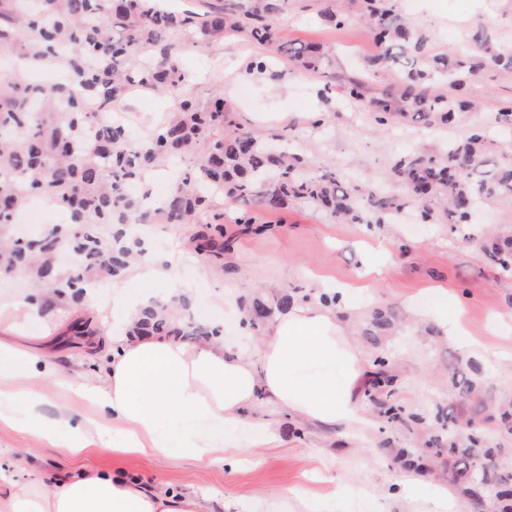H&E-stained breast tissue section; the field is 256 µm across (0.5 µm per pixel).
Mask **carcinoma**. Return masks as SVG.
Returning <instances> with one entry per match:
<instances>
[{"label":"carcinoma","mask_w":512,"mask_h":512,"mask_svg":"<svg viewBox=\"0 0 512 512\" xmlns=\"http://www.w3.org/2000/svg\"><path fill=\"white\" fill-rule=\"evenodd\" d=\"M0 0V50L33 57L64 68L66 81L35 85L22 72L0 75V224H13L30 192L39 190L70 209L78 228H62L38 240L0 243V273L28 267L51 288H83L78 276H56L53 257L64 241L81 252L82 266L101 278L124 274L130 250L123 231L104 240L85 224H138L146 216L142 199L129 186L142 173L171 157L192 154L201 143L208 149L199 173L182 179L162 215L168 224H190L209 212L206 183L241 205L242 224L257 223L255 211H278L290 200L326 210L350 224H387L409 205L419 208L423 223L467 224L487 199L512 203V160L500 162L475 129L448 143L435 155L413 152L396 159L394 176L409 189L406 196L375 189L347 188L335 173L318 174L303 155L242 130L230 117L224 97L200 103L185 92L186 76L178 64L177 35L228 37L245 35L288 58L301 72L327 66L332 54L316 44L299 47L278 42L274 22L288 0H216L210 10L174 12L162 0ZM368 35L378 52L368 71L393 73L376 94L366 81L351 78L341 85L349 99L372 112L384 125L390 119L418 118L430 128L452 127L460 114L475 107L465 94L469 81L489 68L512 73V49L500 46L492 27L479 24L465 49L430 53V35L409 23L394 0H361ZM137 86L176 94L169 120L149 142L136 145L120 124L103 122L88 112L95 101L102 109ZM452 90L448 94L442 88ZM221 217L200 248L224 253ZM489 260L512 267V238L487 251ZM294 298L283 294L271 302L253 301L246 309L256 326L273 310L288 311ZM137 332L173 334L188 340L217 336L220 330L174 318L162 311L142 312ZM395 376L377 361L368 395H387ZM454 460L453 481L471 496L490 495L501 512H512V471L501 466L503 448L446 449Z\"/></svg>","instance_id":"obj_1"}]
</instances>
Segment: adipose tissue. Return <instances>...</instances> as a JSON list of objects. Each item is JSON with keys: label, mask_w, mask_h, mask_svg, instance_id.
<instances>
[{"label": "adipose tissue", "mask_w": 512, "mask_h": 512, "mask_svg": "<svg viewBox=\"0 0 512 512\" xmlns=\"http://www.w3.org/2000/svg\"><path fill=\"white\" fill-rule=\"evenodd\" d=\"M176 293L116 297L121 332L93 337L105 345L106 372L81 382L96 404L97 431L118 423L121 452L173 460L189 457L208 465L239 454L214 433L247 422L251 409L272 403L299 420L326 426L354 425L363 408L356 384L365 361L333 306L320 301L293 305L268 321L255 354L235 350L219 336L188 345L173 336H140L133 326L156 303L177 311ZM67 384L42 349L18 343L0 327V423L71 455L82 454L87 429L63 411L51 422L38 411L35 381ZM0 512H215L189 494L123 470L89 465L42 481L9 484L0 491Z\"/></svg>", "instance_id": "ef3b65f1"}]
</instances>
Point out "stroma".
I'll return each mask as SVG.
<instances>
[{
	"label": "stroma",
	"instance_id": "obj_1",
	"mask_svg": "<svg viewBox=\"0 0 512 512\" xmlns=\"http://www.w3.org/2000/svg\"><path fill=\"white\" fill-rule=\"evenodd\" d=\"M397 7L430 34L433 52L465 46L481 21L492 24L501 46L512 47V0H397ZM360 9L361 0H288L276 21L279 41L315 42L335 51L334 66L317 73L297 72L286 58L268 55L265 47L239 36L182 39L179 59L187 89L202 101L223 93L231 118L242 128L260 136L284 135L289 150L305 154L315 172H336L351 185L401 193L391 173L397 157L438 152L476 127L485 131L494 155L512 158V130L499 120L501 107L512 103L510 73L489 70L470 81L468 96L479 107L463 113L450 128H427L408 119L380 126L371 113L341 96L325 106L321 92L332 78L362 76L375 88L385 83L383 73L364 70L377 49L360 22ZM328 10L345 17V24L326 20ZM263 55L279 72L278 81L249 71V62ZM172 105L171 95L138 87L117 103L123 126L138 138L148 136ZM200 160L195 154L167 161L135 186L136 192L148 193L152 217L134 225L131 233L146 238L156 254L180 253L170 282L149 284L127 274L95 282V307L88 311L84 294H46L40 317H17L21 335L51 336L80 319L98 320L119 294L134 299L147 290L192 288L196 296L180 308L179 317L223 325L225 336L237 338L250 352L261 329L240 335L237 316L219 305V297L242 305L286 292L306 301L319 286L345 288L351 297L347 322L353 339L366 362L385 360L395 374L391 394L364 398L367 422L351 429L299 422L271 404L261 405L252 418L273 422L279 443L262 449L264 461L257 467L242 455L208 466L189 458L158 460L96 449L70 457L0 424V471L23 483L81 464H116L133 475L158 476L177 491L226 498L231 512H239L241 497L261 502L291 484L319 495L335 490L336 512H433L429 499L402 497L414 482L425 491L447 488L455 498L454 512H475L470 496L452 479L451 461L435 450L462 442L471 427L482 431L491 446L512 449V430L500 426L497 414L500 404L512 401V270L489 264L483 253L484 246L512 237V206L487 201L470 224H420L409 214L389 224H343L310 204L292 201L282 210L259 212L257 224L246 228L238 222L240 210L215 194L211 210L224 218V257L218 260L192 248L205 225L168 224L160 213L176 174L195 170ZM369 262L376 266L370 274L364 271ZM440 289L465 308L468 329L490 346V354L464 358L458 343L433 320L417 318V311L439 306ZM378 311L390 325L368 335ZM501 349L507 357H498ZM461 374L476 385L464 400L450 394L453 377ZM40 390V410L47 418L62 406L88 424L99 418L96 407L71 388L44 382ZM391 406L399 408L400 418H389ZM439 412L452 416V424L440 425ZM401 449L429 458L428 472L404 469L396 458Z\"/></svg>",
	"mask_w": 512,
	"mask_h": 512
}]
</instances>
